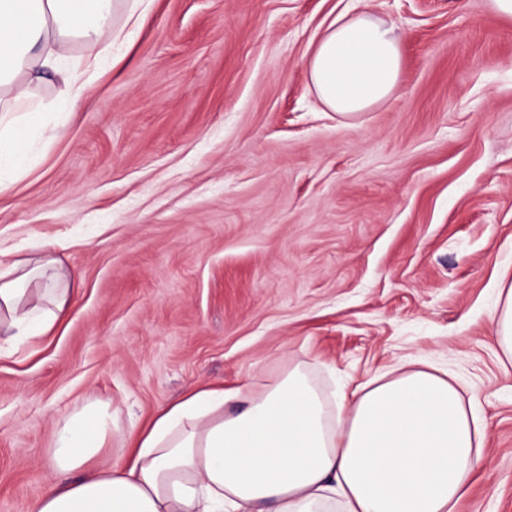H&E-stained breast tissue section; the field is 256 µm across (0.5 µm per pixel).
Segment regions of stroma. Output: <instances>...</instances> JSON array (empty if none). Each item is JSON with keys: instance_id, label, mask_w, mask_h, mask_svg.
I'll return each mask as SVG.
<instances>
[{"instance_id": "obj_1", "label": "stroma", "mask_w": 512, "mask_h": 512, "mask_svg": "<svg viewBox=\"0 0 512 512\" xmlns=\"http://www.w3.org/2000/svg\"><path fill=\"white\" fill-rule=\"evenodd\" d=\"M367 10L401 37L387 100L346 118L313 43ZM48 114L0 195V254L38 240L74 303L0 356V512L54 481L53 432L93 404L110 466L185 393H256L303 368L325 394L407 357L450 372L489 433L462 512H512V366L493 341L512 281V19L489 0H156L133 45Z\"/></svg>"}]
</instances>
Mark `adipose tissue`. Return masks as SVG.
<instances>
[{"mask_svg":"<svg viewBox=\"0 0 512 512\" xmlns=\"http://www.w3.org/2000/svg\"><path fill=\"white\" fill-rule=\"evenodd\" d=\"M155 0H0V90L19 76L57 82L76 103L94 74L68 64L81 37L130 47ZM124 8L125 21L111 17ZM320 103L353 117L388 99L402 71L392 27L361 11L335 19L307 61ZM47 123L33 107L0 109V193L27 176ZM70 311L69 275L54 258L0 262V342L48 334ZM329 402L301 368L259 394L201 388L130 433L111 467L95 459L112 429L96 406L54 432L58 480L32 512H461L486 464L488 431L448 373L410 369ZM238 403L226 411L227 403Z\"/></svg>","mask_w":512,"mask_h":512,"instance_id":"adipose-tissue-1","label":"adipose tissue"}]
</instances>
